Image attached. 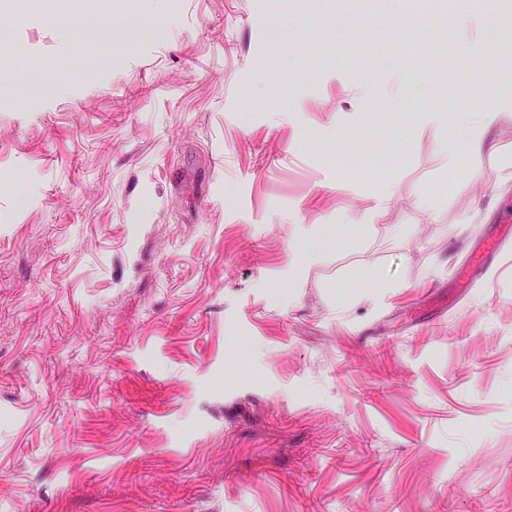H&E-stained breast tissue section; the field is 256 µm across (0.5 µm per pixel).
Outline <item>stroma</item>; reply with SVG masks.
Listing matches in <instances>:
<instances>
[{
  "label": "stroma",
  "mask_w": 512,
  "mask_h": 512,
  "mask_svg": "<svg viewBox=\"0 0 512 512\" xmlns=\"http://www.w3.org/2000/svg\"><path fill=\"white\" fill-rule=\"evenodd\" d=\"M452 25L0 6V512H512V126L441 161L512 109V0ZM507 124H512V110L507 112L495 104L480 109L477 120L464 129L465 152L470 156H481L493 150L490 136Z\"/></svg>",
  "instance_id": "1"
}]
</instances>
